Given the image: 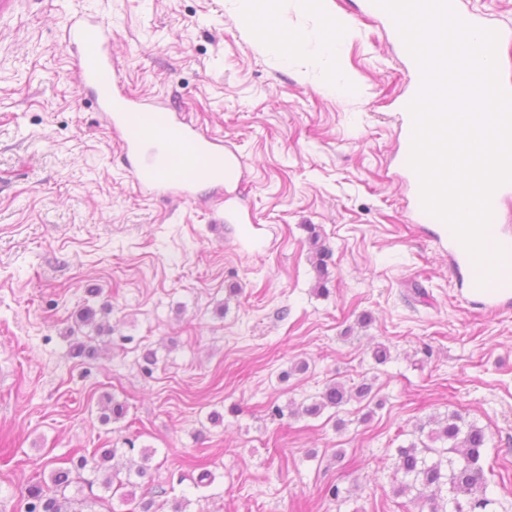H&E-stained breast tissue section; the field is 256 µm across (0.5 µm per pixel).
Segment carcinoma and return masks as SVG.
Instances as JSON below:
<instances>
[{
  "label": "carcinoma",
  "mask_w": 512,
  "mask_h": 512,
  "mask_svg": "<svg viewBox=\"0 0 512 512\" xmlns=\"http://www.w3.org/2000/svg\"><path fill=\"white\" fill-rule=\"evenodd\" d=\"M312 264L318 276V283L324 284L327 274L329 250L324 244L316 227H308ZM111 309L86 307L77 318L80 326H90L96 336L107 329L102 318L110 314ZM95 336L75 339L72 343L73 354L78 357L92 358L98 352L94 344ZM371 384L363 381L354 387H348L340 381H331L308 403L289 408L291 416L316 418L327 409H340L353 400H365L371 393ZM103 419L118 422L125 418L128 410L126 401L113 396L105 397L102 405ZM435 428L422 439L423 428L411 433L413 439L408 445L396 449L395 485L393 492L397 496L413 494L410 502L420 506H429V512H486L493 504L488 497L489 483L482 465L483 449L488 437L485 430L472 422H466L458 414L449 413L444 417L431 419ZM137 453L138 460L133 462V473L119 478V472L112 470L108 462L118 455ZM155 454L152 448L93 449L89 454L81 455L72 466H59L50 473V483L40 480L32 482L26 491L25 512H83L85 502L68 495L75 480L81 477V471L87 469L102 476L101 486L111 495H119L124 502L135 500L131 480L136 476L145 478L151 469L150 461Z\"/></svg>",
  "instance_id": "1"
}]
</instances>
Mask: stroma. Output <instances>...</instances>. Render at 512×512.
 <instances>
[{"mask_svg":"<svg viewBox=\"0 0 512 512\" xmlns=\"http://www.w3.org/2000/svg\"><path fill=\"white\" fill-rule=\"evenodd\" d=\"M267 8L271 37L308 38L289 61L250 35L236 0H19L0 16V512H24L27 484L75 449L127 439L156 450L137 497H184L187 512H405L396 450L451 412L485 428L482 463L512 512V305L466 302L438 225L412 212L405 53L363 0ZM80 11L108 23L118 79L231 143L242 182L175 199L127 176L66 47ZM325 15L352 31L333 58ZM337 70L349 88L331 89ZM311 225L332 251L324 294ZM105 304L98 358L73 357L78 310ZM364 378L373 404L270 412ZM107 393L127 401L124 420L101 422ZM197 457L210 487L193 484ZM332 484L349 501L326 496Z\"/></svg>","mask_w":512,"mask_h":512,"instance_id":"obj_1","label":"stroma"}]
</instances>
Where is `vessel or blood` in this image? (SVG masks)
I'll return each mask as SVG.
<instances>
[{"label": "vessel or blood", "instance_id": "1", "mask_svg": "<svg viewBox=\"0 0 512 512\" xmlns=\"http://www.w3.org/2000/svg\"><path fill=\"white\" fill-rule=\"evenodd\" d=\"M68 41L78 52L76 77L93 94L124 153L131 157L128 176L139 186L166 196L191 197L197 179L216 185L242 177L235 149L184 122L165 103H152L114 83L112 36L104 23L85 12L68 21ZM488 239L505 259L492 277L456 238H448V255L455 277L480 310H494L512 302V233L490 225Z\"/></svg>", "mask_w": 512, "mask_h": 512}]
</instances>
